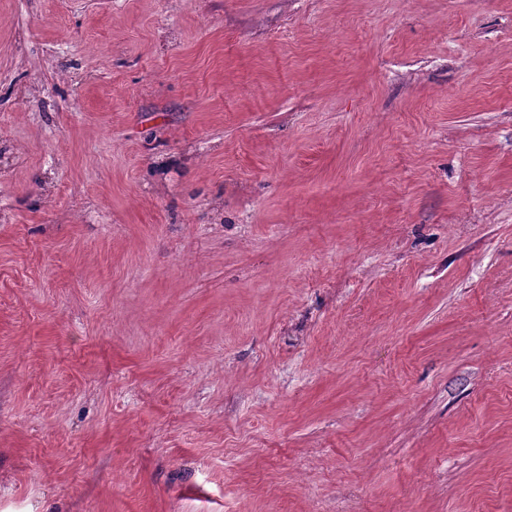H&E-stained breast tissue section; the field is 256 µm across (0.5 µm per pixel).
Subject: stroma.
Here are the masks:
<instances>
[{
	"label": "stroma",
	"mask_w": 512,
	"mask_h": 512,
	"mask_svg": "<svg viewBox=\"0 0 512 512\" xmlns=\"http://www.w3.org/2000/svg\"><path fill=\"white\" fill-rule=\"evenodd\" d=\"M0 512H512V0H0Z\"/></svg>",
	"instance_id": "35a3bbf8"
}]
</instances>
